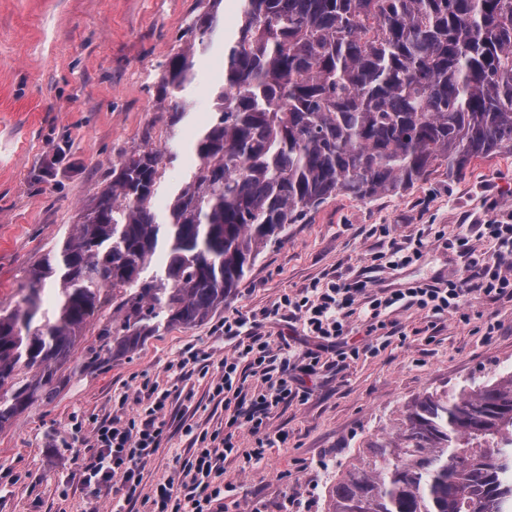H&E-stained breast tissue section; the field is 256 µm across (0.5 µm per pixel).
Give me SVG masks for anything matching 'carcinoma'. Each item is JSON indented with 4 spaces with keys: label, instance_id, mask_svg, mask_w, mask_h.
<instances>
[{
    "label": "carcinoma",
    "instance_id": "carcinoma-1",
    "mask_svg": "<svg viewBox=\"0 0 512 512\" xmlns=\"http://www.w3.org/2000/svg\"><path fill=\"white\" fill-rule=\"evenodd\" d=\"M197 2L157 85L173 128L220 21L223 0ZM211 114L163 212L179 154L131 151L28 294L0 307V430L67 374L209 318L262 248L336 194L397 195L512 154V0H242ZM326 512H512V371L414 400L343 468Z\"/></svg>",
    "mask_w": 512,
    "mask_h": 512
}]
</instances>
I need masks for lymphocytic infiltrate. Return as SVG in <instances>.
<instances>
[{
    "instance_id": "lymphocytic-infiltrate-1",
    "label": "lymphocytic infiltrate",
    "mask_w": 512,
    "mask_h": 512,
    "mask_svg": "<svg viewBox=\"0 0 512 512\" xmlns=\"http://www.w3.org/2000/svg\"><path fill=\"white\" fill-rule=\"evenodd\" d=\"M478 236L487 242L486 250L470 245L469 230L463 226L442 238V246L455 253L463 272L443 288L427 284L378 294L369 291L362 280H334L323 288L311 285L300 296H283L278 311L301 322L314 343L304 353H295L287 343L272 349L268 336L250 318L224 322V336L236 346L233 354L225 357L210 388L214 397L223 400L232 424L257 436L254 457L262 458L265 449L285 442V433L272 431L268 420L280 405L293 399L308 400V380L326 365L323 353H332L328 365L334 368L359 357V344L349 340L355 325L372 330L382 317L413 306L427 317L441 319L458 313L471 298L512 299V212L497 214L479 225ZM245 372L256 382L248 396L241 382ZM169 398L168 390L151 389L149 404L142 412L126 420L118 416L103 420L94 429L95 451L82 469L81 483L94 494L101 487L115 485L118 499L114 512H132L139 502L151 505V512H213V504L224 497L219 477L225 460L238 452L229 435L221 446L197 448L189 458L175 459L173 478L144 487V472L165 438Z\"/></svg>"
}]
</instances>
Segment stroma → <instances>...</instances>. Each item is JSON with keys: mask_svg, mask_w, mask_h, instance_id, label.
<instances>
[{"mask_svg": "<svg viewBox=\"0 0 512 512\" xmlns=\"http://www.w3.org/2000/svg\"><path fill=\"white\" fill-rule=\"evenodd\" d=\"M195 0H0V305L27 292V272L76 224L84 207L134 149L180 151L168 165L155 205L164 210L186 181L184 146L211 117L222 77L225 38L236 29L238 0H223L224 20L184 93L187 115L170 127L158 110L160 64L182 47ZM67 161L52 179L38 171L56 150ZM512 210V154L475 162L457 177L437 173L398 195L357 200L337 194L306 221L268 244L223 310L191 328L147 339L128 357L68 381L53 401L0 430V512H110L113 492L86 494L81 466L93 429L113 415L131 417L151 387L169 390L166 436L144 482L171 478L174 457H189L193 436L233 434L239 452L224 462V498L214 512H325L341 466L374 435L390 433L401 411L433 391L460 389L512 370V300H470L462 314L430 324L414 308L389 316L384 329H358L372 352L339 371L324 370L308 401H289L269 426L285 443L248 460L256 439L229 429L228 411L209 385L234 341L227 319L255 318L272 345L309 348L299 322L271 310L284 295L340 275L369 279L378 292L459 277L453 253L436 240L459 225ZM423 238L421 257L388 264L389 240ZM497 321L488 333L489 321ZM208 358L189 373L174 364L187 347ZM193 425L186 436L185 425Z\"/></svg>", "mask_w": 512, "mask_h": 512, "instance_id": "obj_1", "label": "stroma"}]
</instances>
